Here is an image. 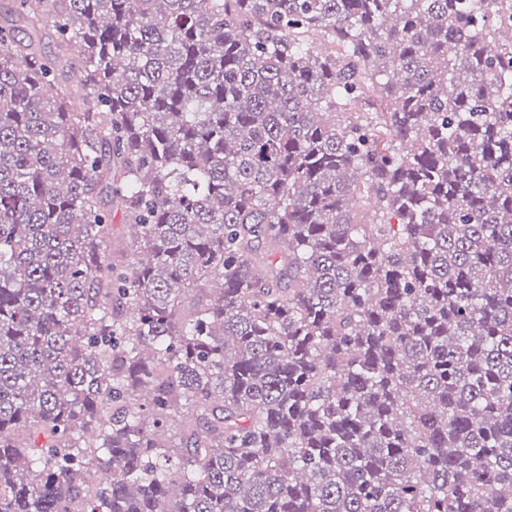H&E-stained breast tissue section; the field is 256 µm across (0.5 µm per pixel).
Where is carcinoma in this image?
Segmentation results:
<instances>
[{"instance_id": "cac0c4a2", "label": "carcinoma", "mask_w": 512, "mask_h": 512, "mask_svg": "<svg viewBox=\"0 0 512 512\" xmlns=\"http://www.w3.org/2000/svg\"><path fill=\"white\" fill-rule=\"evenodd\" d=\"M14 15L0 512H512V0Z\"/></svg>"}]
</instances>
